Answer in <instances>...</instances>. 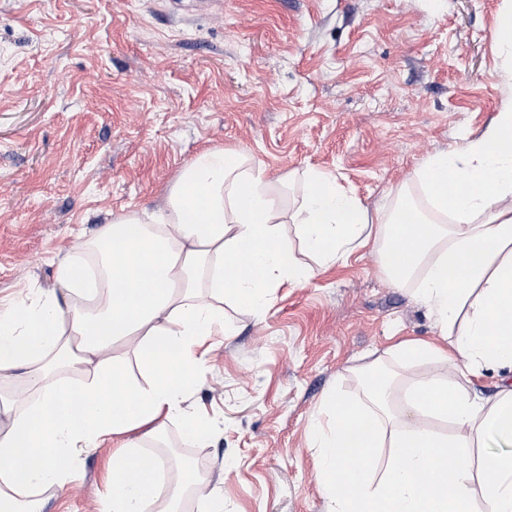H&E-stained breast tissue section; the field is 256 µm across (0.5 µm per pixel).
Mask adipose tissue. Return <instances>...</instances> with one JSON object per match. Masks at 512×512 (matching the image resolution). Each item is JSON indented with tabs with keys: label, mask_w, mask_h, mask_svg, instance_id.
<instances>
[{
	"label": "adipose tissue",
	"mask_w": 512,
	"mask_h": 512,
	"mask_svg": "<svg viewBox=\"0 0 512 512\" xmlns=\"http://www.w3.org/2000/svg\"><path fill=\"white\" fill-rule=\"evenodd\" d=\"M305 180L288 209L244 153L206 149L166 211L113 219L80 245L95 263L60 260L56 288L0 311V512H42L44 493L71 485L80 456L107 441L103 512H180L189 494L196 512H223L188 467L144 449L172 418L185 443L209 440L189 405L201 340L223 332L224 300L265 312L282 284L371 242L392 282L415 279L448 342L403 341L391 355L445 372L399 380L372 366L359 397H325L309 435L329 512H512V384L491 396L472 387L484 371L512 373V94L485 130L416 170L424 205L402 188L393 211L372 213L328 172ZM491 438L503 452L487 451Z\"/></svg>",
	"instance_id": "adipose-tissue-1"
}]
</instances>
